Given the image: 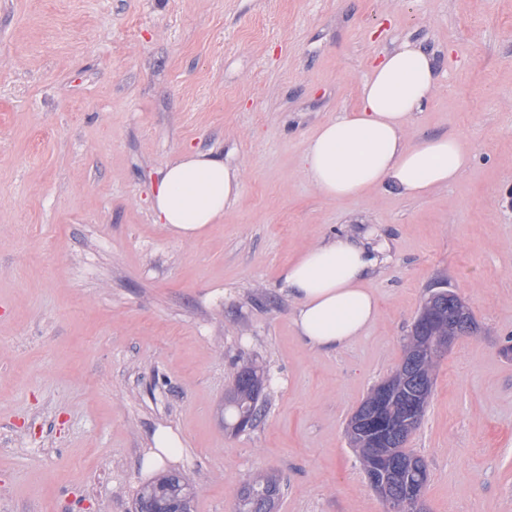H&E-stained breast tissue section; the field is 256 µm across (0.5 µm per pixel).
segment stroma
<instances>
[{"instance_id":"stroma-1","label":"stroma","mask_w":512,"mask_h":512,"mask_svg":"<svg viewBox=\"0 0 512 512\" xmlns=\"http://www.w3.org/2000/svg\"><path fill=\"white\" fill-rule=\"evenodd\" d=\"M404 38L439 68L409 139L462 134L473 166L425 199H326L307 140ZM185 150L241 182L194 239L153 210ZM351 229L389 242L379 317L318 352L281 273ZM441 280L477 331L438 360L407 446L429 512H512V0H0V512H133L161 429L194 512H234L257 473L283 478L277 512H389L347 424ZM246 362L265 402L235 432Z\"/></svg>"}]
</instances>
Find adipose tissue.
Returning <instances> with one entry per match:
<instances>
[{"label": "adipose tissue", "mask_w": 512, "mask_h": 512, "mask_svg": "<svg viewBox=\"0 0 512 512\" xmlns=\"http://www.w3.org/2000/svg\"><path fill=\"white\" fill-rule=\"evenodd\" d=\"M437 83L435 57L421 43L404 39L383 51L362 83L359 107L322 123L308 140L303 169L318 191L340 200L390 186L425 197L457 182L473 162L462 135L406 136ZM240 191L222 158L188 150L164 169L154 209L175 235L192 238L223 219ZM387 247L347 233L304 250L284 269L296 303L292 320L307 346L338 352L373 324L378 300L370 275Z\"/></svg>", "instance_id": "obj_1"}]
</instances>
